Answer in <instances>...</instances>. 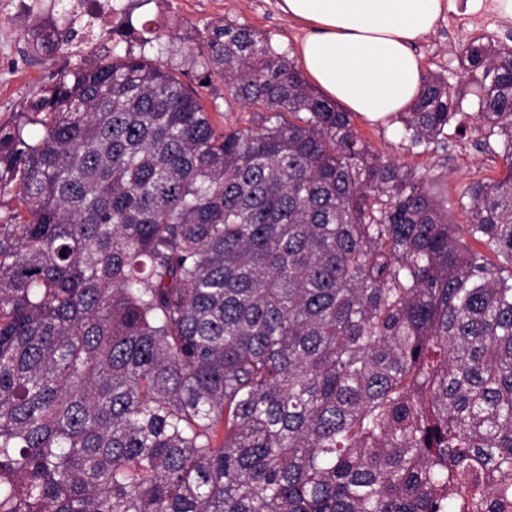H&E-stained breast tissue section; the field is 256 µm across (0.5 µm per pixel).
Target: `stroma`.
<instances>
[{
  "mask_svg": "<svg viewBox=\"0 0 512 512\" xmlns=\"http://www.w3.org/2000/svg\"><path fill=\"white\" fill-rule=\"evenodd\" d=\"M279 0H178L176 6L165 0H122L123 11L113 19L112 40L118 52L146 53L161 57L169 66L179 67L185 85L194 87L201 75L185 52L186 46L199 41L207 24L216 18L247 24L270 38L273 47L286 55H294L298 42L307 34V27L288 20L278 7ZM484 0H443V10L434 30L414 51L420 55L423 75H440L448 79L460 102V112L448 126V150L423 151L409 147L402 139V126L391 121L375 125L354 117L358 133L376 152L393 158L404 169L422 175L433 201L448 205L465 186L476 181L499 179L507 168L500 156L477 142L473 130L476 123L477 98L474 93L477 75L464 69L458 59L459 50L484 37L512 47V26L506 24L468 26L461 30L457 22L463 17H478ZM39 22H55L62 18L59 0H39ZM27 15L14 14L1 22L9 27L12 48L0 52V123L22 111L26 101L37 97L56 71L73 65L78 58L88 57L89 49L75 53L64 48L51 55H35L27 36L31 20ZM146 27L161 33L159 45L141 47L138 37L127 36V27ZM451 223L462 224L465 212L449 207Z\"/></svg>",
  "mask_w": 512,
  "mask_h": 512,
  "instance_id": "stroma-1",
  "label": "stroma"
}]
</instances>
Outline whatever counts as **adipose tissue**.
<instances>
[{"label":"adipose tissue","mask_w":512,"mask_h":512,"mask_svg":"<svg viewBox=\"0 0 512 512\" xmlns=\"http://www.w3.org/2000/svg\"><path fill=\"white\" fill-rule=\"evenodd\" d=\"M279 6L290 20L310 25L297 57L329 99L385 124L416 98L422 70L411 46L433 31L442 0H279Z\"/></svg>","instance_id":"obj_1"}]
</instances>
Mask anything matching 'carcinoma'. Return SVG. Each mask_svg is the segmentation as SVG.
Instances as JSON below:
<instances>
[{
    "label": "carcinoma",
    "instance_id": "obj_1",
    "mask_svg": "<svg viewBox=\"0 0 512 512\" xmlns=\"http://www.w3.org/2000/svg\"><path fill=\"white\" fill-rule=\"evenodd\" d=\"M110 41L0 125V512H512V50L461 51L508 173L451 224L255 29L197 90ZM213 80V90L219 94L217 99H213L210 95H207L204 99L207 108L209 109L212 118L218 124L226 125H244L247 124L249 119L252 117L251 112H243L235 105L232 106L229 111L226 103L224 102V85L215 79Z\"/></svg>",
    "mask_w": 512,
    "mask_h": 512
}]
</instances>
